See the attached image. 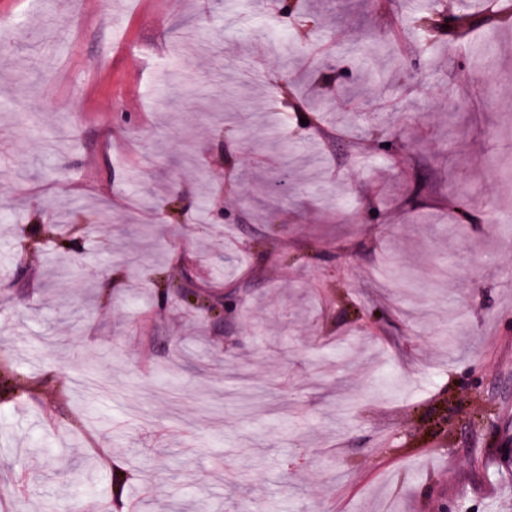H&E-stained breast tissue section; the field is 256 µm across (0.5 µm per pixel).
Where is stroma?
Masks as SVG:
<instances>
[{
	"instance_id": "obj_1",
	"label": "stroma",
	"mask_w": 512,
	"mask_h": 512,
	"mask_svg": "<svg viewBox=\"0 0 512 512\" xmlns=\"http://www.w3.org/2000/svg\"><path fill=\"white\" fill-rule=\"evenodd\" d=\"M429 8L0 0V512H512V14Z\"/></svg>"
}]
</instances>
